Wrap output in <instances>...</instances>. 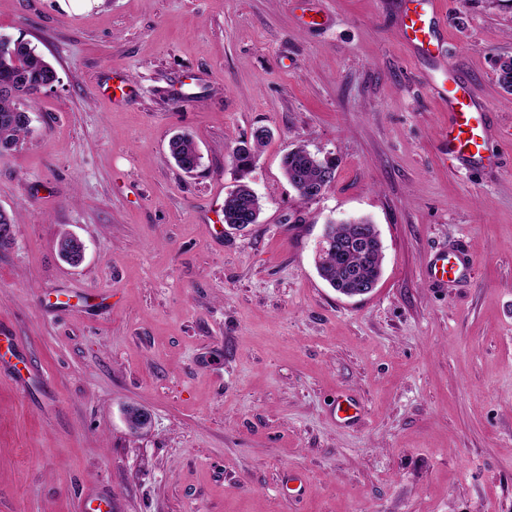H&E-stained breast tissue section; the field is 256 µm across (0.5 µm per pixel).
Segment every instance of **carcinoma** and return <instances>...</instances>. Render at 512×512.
Returning a JSON list of instances; mask_svg holds the SVG:
<instances>
[{
	"instance_id": "obj_1",
	"label": "carcinoma",
	"mask_w": 512,
	"mask_h": 512,
	"mask_svg": "<svg viewBox=\"0 0 512 512\" xmlns=\"http://www.w3.org/2000/svg\"><path fill=\"white\" fill-rule=\"evenodd\" d=\"M497 81L508 94H512V57H503L494 64ZM57 76L55 68L46 62L29 42L0 36V85L7 84L12 92L0 93V153L16 147L29 133L35 91ZM267 135L256 132L245 155L233 156L239 173L236 190L224 200V223L254 224L262 210L261 200L245 181ZM169 150L176 164L192 173L200 166L201 157L193 137L188 133L177 134L169 142ZM283 169L290 185L304 202L322 185L325 175L335 178L336 164L320 158L299 145L283 159ZM365 218L333 222L330 235L333 244L322 253L320 277L332 288H345L352 277H371L381 267V253L369 251L352 241L351 225L367 224Z\"/></svg>"
}]
</instances>
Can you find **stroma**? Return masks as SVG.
I'll return each instance as SVG.
<instances>
[{
  "label": "stroma",
  "instance_id": "stroma-1",
  "mask_svg": "<svg viewBox=\"0 0 512 512\" xmlns=\"http://www.w3.org/2000/svg\"><path fill=\"white\" fill-rule=\"evenodd\" d=\"M438 13L429 58L402 0H0V35L59 78L0 154V208L20 213L0 325L40 375L24 395L0 373V512H80L91 490L114 512H512V102L493 68L512 0ZM443 71L490 112V163L448 161ZM259 128L262 211L236 231L232 153ZM183 131L192 174L169 152ZM300 143L336 160L308 203L282 170ZM354 217L384 257L350 299L316 258ZM447 248L472 271L437 288ZM169 150L176 164L185 172L192 173L200 166L201 157L197 145L189 133L177 134L169 142Z\"/></svg>",
  "mask_w": 512,
  "mask_h": 512
}]
</instances>
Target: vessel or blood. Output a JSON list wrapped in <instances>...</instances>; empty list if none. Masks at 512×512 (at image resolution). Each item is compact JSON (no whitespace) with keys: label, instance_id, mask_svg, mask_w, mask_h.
Segmentation results:
<instances>
[{"label":"vessel or blood","instance_id":"b4317fda","mask_svg":"<svg viewBox=\"0 0 512 512\" xmlns=\"http://www.w3.org/2000/svg\"><path fill=\"white\" fill-rule=\"evenodd\" d=\"M437 0H405L404 30L407 39L419 54L434 56L438 48L436 34ZM448 130L446 134L449 159L469 164L483 163L488 150L490 128L488 114L478 105L473 94L460 84L446 90ZM470 267L464 251L437 253L430 259L426 274L435 285L445 288L460 279Z\"/></svg>","mask_w":512,"mask_h":512}]
</instances>
